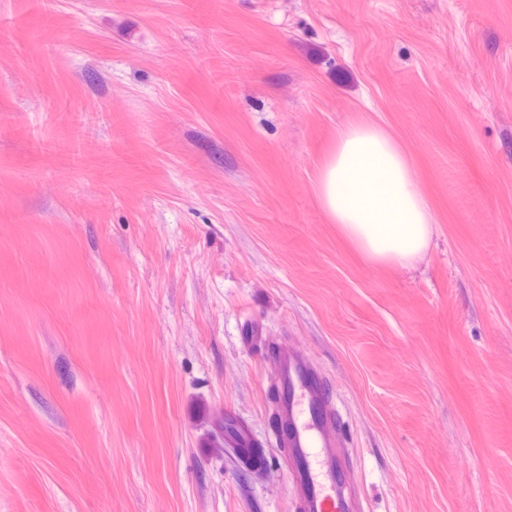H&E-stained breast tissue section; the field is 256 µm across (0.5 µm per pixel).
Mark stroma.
<instances>
[{
	"label": "stroma",
	"instance_id": "35a3bbf8",
	"mask_svg": "<svg viewBox=\"0 0 512 512\" xmlns=\"http://www.w3.org/2000/svg\"><path fill=\"white\" fill-rule=\"evenodd\" d=\"M353 120L435 215L411 269L314 193ZM286 342L361 512H512V0H0V512H300Z\"/></svg>",
	"mask_w": 512,
	"mask_h": 512
}]
</instances>
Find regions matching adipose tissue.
I'll return each instance as SVG.
<instances>
[{
	"label": "adipose tissue",
	"mask_w": 512,
	"mask_h": 512,
	"mask_svg": "<svg viewBox=\"0 0 512 512\" xmlns=\"http://www.w3.org/2000/svg\"><path fill=\"white\" fill-rule=\"evenodd\" d=\"M314 191L330 223L368 261L407 269L426 253L435 217L408 151L385 126H340Z\"/></svg>",
	"instance_id": "obj_1"
}]
</instances>
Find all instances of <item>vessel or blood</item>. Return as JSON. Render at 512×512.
I'll return each instance as SVG.
<instances>
[{"label": "vessel or blood", "mask_w": 512, "mask_h": 512, "mask_svg": "<svg viewBox=\"0 0 512 512\" xmlns=\"http://www.w3.org/2000/svg\"><path fill=\"white\" fill-rule=\"evenodd\" d=\"M277 411L285 431L301 512H355L353 473L342 464L331 392L301 343L280 346L274 359Z\"/></svg>", "instance_id": "b4317fda"}]
</instances>
